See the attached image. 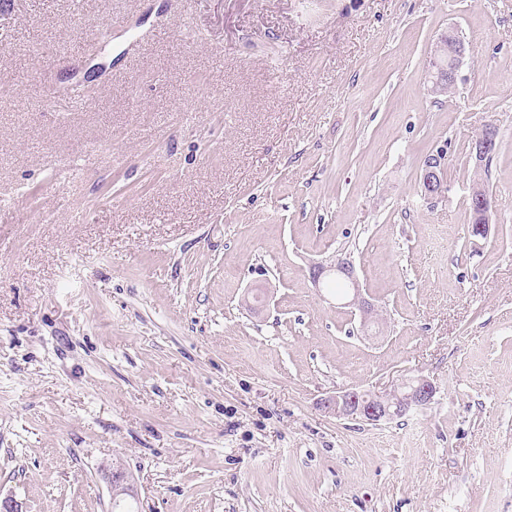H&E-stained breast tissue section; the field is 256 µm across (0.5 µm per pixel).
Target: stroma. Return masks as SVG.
Instances as JSON below:
<instances>
[{
	"label": "stroma",
	"instance_id": "stroma-1",
	"mask_svg": "<svg viewBox=\"0 0 512 512\" xmlns=\"http://www.w3.org/2000/svg\"><path fill=\"white\" fill-rule=\"evenodd\" d=\"M451 27L466 54L436 97ZM0 198L20 512H110L116 462L139 512H512V0H0ZM341 252L373 336L309 277ZM405 375L433 381L427 408H319ZM434 154V158L423 164L422 186L425 195L430 198L442 197L447 191L445 181V168L442 167L441 156L446 157V149L439 147ZM441 172L444 174V180L441 179ZM442 174V177H443ZM470 197L473 199L476 208L485 217L487 224L483 222V218L479 216L478 212L473 209ZM470 197L468 199L469 224H471V235L476 237L472 232V226L474 224H480L477 226L480 232H483L486 229L488 230L489 224L492 223V206L486 190L481 187L472 189Z\"/></svg>",
	"mask_w": 512,
	"mask_h": 512
}]
</instances>
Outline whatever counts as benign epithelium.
I'll return each mask as SVG.
<instances>
[{
	"mask_svg": "<svg viewBox=\"0 0 512 512\" xmlns=\"http://www.w3.org/2000/svg\"><path fill=\"white\" fill-rule=\"evenodd\" d=\"M495 144V130L490 128L485 135L474 144L473 152L477 163H482L490 155ZM446 149L440 147L434 158L423 164L422 186L425 195L439 198L446 192V181L441 179L442 157ZM470 197L474 205L485 217L486 224L478 225L483 232L488 229L487 223L492 221V206L485 189L474 188ZM310 278L316 285L327 276L338 274L351 283V291L347 295L345 305L358 310L360 327L365 330L376 322L377 307L363 296L352 261L345 256L316 262L310 266ZM436 394V386L422 376H406L382 392L366 389L350 388L336 394L328 395L320 402L321 410L329 415L359 419L377 423L402 418L414 410L424 409L431 404ZM110 488L136 497L131 475L122 467H117L106 474Z\"/></svg>",
	"mask_w": 512,
	"mask_h": 512,
	"instance_id": "7a95c632",
	"label": "benign epithelium"
}]
</instances>
